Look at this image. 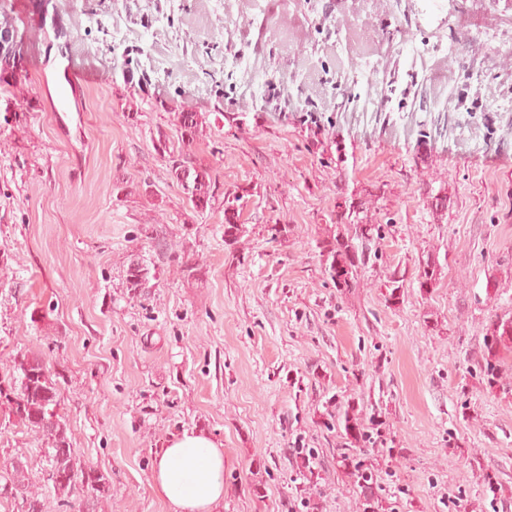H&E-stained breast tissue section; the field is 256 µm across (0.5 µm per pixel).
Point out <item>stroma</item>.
Returning a JSON list of instances; mask_svg holds the SVG:
<instances>
[{"instance_id":"35a3bbf8","label":"stroma","mask_w":512,"mask_h":512,"mask_svg":"<svg viewBox=\"0 0 512 512\" xmlns=\"http://www.w3.org/2000/svg\"><path fill=\"white\" fill-rule=\"evenodd\" d=\"M10 2L27 50L0 92V367L43 357L110 490L57 496L41 439L1 417L0 473L21 464L43 512H170L153 466L189 430L224 452L215 512H360L321 419L351 408L380 423L384 512H512V357L499 389L479 375L490 317L512 314V0ZM57 24L79 32L64 57ZM69 62L83 81L56 112ZM181 112L206 117L188 146ZM162 133L215 178L206 210ZM339 143L344 162L323 158ZM234 195L247 232L228 246ZM345 204L385 237L341 295L317 241ZM137 255L155 276L133 292ZM169 138L165 134H159L154 148L169 166L170 177L183 188L187 199L195 209L206 208L214 198L216 180L203 168L196 167L189 154L175 156L169 150Z\"/></svg>"}]
</instances>
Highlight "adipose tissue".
<instances>
[{
    "label": "adipose tissue",
    "mask_w": 512,
    "mask_h": 512,
    "mask_svg": "<svg viewBox=\"0 0 512 512\" xmlns=\"http://www.w3.org/2000/svg\"><path fill=\"white\" fill-rule=\"evenodd\" d=\"M153 480L172 512H214L224 498V454L207 435L183 432L162 449Z\"/></svg>",
    "instance_id": "ef3b65f1"
}]
</instances>
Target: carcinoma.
I'll return each mask as SVG.
<instances>
[{
  "instance_id": "1",
  "label": "carcinoma",
  "mask_w": 512,
  "mask_h": 512,
  "mask_svg": "<svg viewBox=\"0 0 512 512\" xmlns=\"http://www.w3.org/2000/svg\"><path fill=\"white\" fill-rule=\"evenodd\" d=\"M177 133L181 140H192L203 116L196 112H181L178 116ZM154 148L169 166L170 177L181 185L187 199L196 209L206 208L214 198L216 181L210 173L194 165L187 154L176 155L169 150V138L161 133ZM244 212L243 197L234 196L224 200V243L234 245L246 233V224L241 222ZM353 212L346 208L336 211L334 230L317 241L319 255L324 263V272L336 292L345 294L357 284V272L367 258L366 251L359 250L352 238L342 232V227L351 224ZM355 234L366 243L383 239L384 225L358 224ZM150 268L147 264L132 261L126 269L128 288L136 290L148 280ZM438 269L432 257L418 264L419 288H434L437 285ZM512 353V316L494 315L486 326L484 336L483 365L480 366L481 381L493 390L499 386V367ZM0 409L15 423L39 435L45 443L46 462L61 474V479L52 485L54 492L67 497L76 488L92 499L107 496L108 486L104 475L77 460L74 451L64 452L70 447L67 424L60 414V398L56 382L51 379L46 363L38 356L20 354L11 360L8 369L0 373ZM344 431L350 447L355 453L343 452L340 462L362 495V512H382V501L373 491L376 479L373 465L365 458L366 449L380 441L373 428L366 425L350 411L343 414ZM13 484L21 496L39 500V492L29 488L24 470L14 469L3 476Z\"/></svg>"
}]
</instances>
